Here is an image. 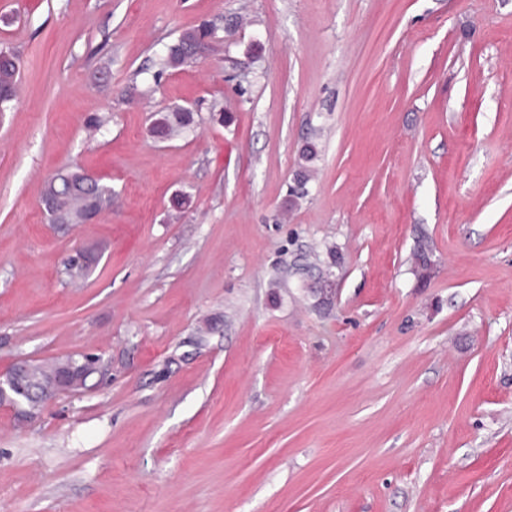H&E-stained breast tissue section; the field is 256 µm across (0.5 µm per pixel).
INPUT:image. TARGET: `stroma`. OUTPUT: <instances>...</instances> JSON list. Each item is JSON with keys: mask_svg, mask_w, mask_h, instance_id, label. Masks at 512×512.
I'll list each match as a JSON object with an SVG mask.
<instances>
[{"mask_svg": "<svg viewBox=\"0 0 512 512\" xmlns=\"http://www.w3.org/2000/svg\"><path fill=\"white\" fill-rule=\"evenodd\" d=\"M203 20L214 51L158 72ZM0 49L22 62L0 374L111 365L31 422L0 409V512H512V0H0ZM186 105L196 133L150 137ZM64 166L112 188L67 236L41 206ZM326 243L344 260L321 311L301 285ZM320 148L315 140H306L300 151V164L296 173L297 186L292 189L296 198H301L307 193V184L314 174V163L318 159ZM433 251L427 243H420L412 254L413 273L421 284H427L430 281L433 268L430 266L432 262Z\"/></svg>", "mask_w": 512, "mask_h": 512, "instance_id": "1", "label": "stroma"}]
</instances>
